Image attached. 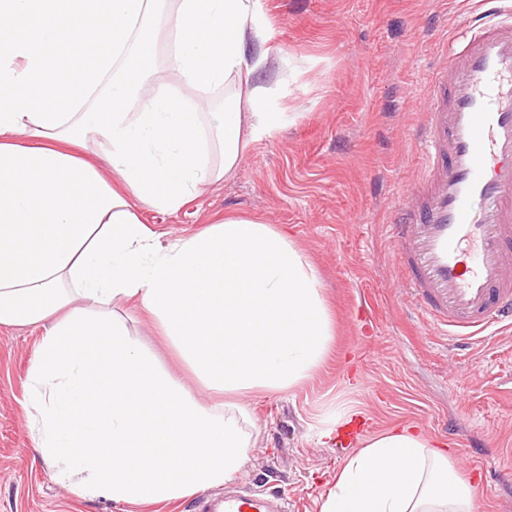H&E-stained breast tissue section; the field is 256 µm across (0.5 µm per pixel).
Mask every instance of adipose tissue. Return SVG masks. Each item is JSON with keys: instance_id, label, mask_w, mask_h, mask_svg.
I'll use <instances>...</instances> for the list:
<instances>
[{"instance_id": "obj_1", "label": "adipose tissue", "mask_w": 512, "mask_h": 512, "mask_svg": "<svg viewBox=\"0 0 512 512\" xmlns=\"http://www.w3.org/2000/svg\"><path fill=\"white\" fill-rule=\"evenodd\" d=\"M256 5L0 0V325L43 330L35 448L79 495L144 505L233 480L253 426L239 395L296 389L333 341L316 270L287 234L228 217L167 238L139 216L232 178L280 126L254 80L267 61ZM136 311L223 403L157 369L127 328ZM477 509L452 457L402 428L347 458L321 512Z\"/></svg>"}]
</instances>
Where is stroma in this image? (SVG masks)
Segmentation results:
<instances>
[{
    "label": "stroma",
    "instance_id": "35a3bbf8",
    "mask_svg": "<svg viewBox=\"0 0 512 512\" xmlns=\"http://www.w3.org/2000/svg\"><path fill=\"white\" fill-rule=\"evenodd\" d=\"M480 16L478 0H260L262 74L283 122L255 141L231 179L178 213L145 207L161 232L189 234L237 215L288 233L315 267L334 319L323 364L292 391L253 393L256 427L225 490L279 493L289 512H320L350 454L336 435L367 423L424 434L453 457L479 512H512V328L467 344L431 330L402 286L386 221L415 180L413 135L444 39ZM130 333L161 371L203 389L144 312ZM42 328L0 326V512H195L193 497L131 506L81 498L34 447L24 406ZM481 442L470 456L463 446Z\"/></svg>",
    "mask_w": 512,
    "mask_h": 512
}]
</instances>
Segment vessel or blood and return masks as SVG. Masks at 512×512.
<instances>
[{
  "label": "vessel or blood",
  "mask_w": 512,
  "mask_h": 512,
  "mask_svg": "<svg viewBox=\"0 0 512 512\" xmlns=\"http://www.w3.org/2000/svg\"><path fill=\"white\" fill-rule=\"evenodd\" d=\"M483 11L433 73L389 239L428 326L455 340L512 326V10ZM199 512H285L256 494L197 499Z\"/></svg>",
  "instance_id": "vessel-or-blood-1"
}]
</instances>
